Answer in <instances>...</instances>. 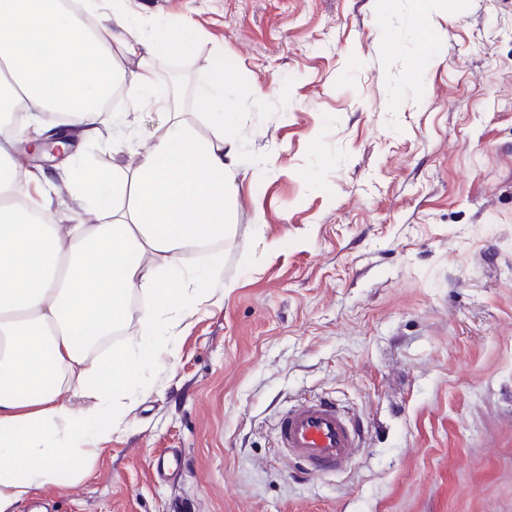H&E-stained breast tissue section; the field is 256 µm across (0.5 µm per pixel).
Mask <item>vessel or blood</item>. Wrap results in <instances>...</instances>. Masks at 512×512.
I'll use <instances>...</instances> for the list:
<instances>
[{
    "mask_svg": "<svg viewBox=\"0 0 512 512\" xmlns=\"http://www.w3.org/2000/svg\"><path fill=\"white\" fill-rule=\"evenodd\" d=\"M278 448L300 460L310 474L342 469L363 448L365 430L359 419L330 399H305L284 409L275 424Z\"/></svg>",
    "mask_w": 512,
    "mask_h": 512,
    "instance_id": "1",
    "label": "vessel or blood"
}]
</instances>
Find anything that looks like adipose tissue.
Segmentation results:
<instances>
[{
  "label": "adipose tissue",
  "instance_id": "ef3b65f1",
  "mask_svg": "<svg viewBox=\"0 0 512 512\" xmlns=\"http://www.w3.org/2000/svg\"><path fill=\"white\" fill-rule=\"evenodd\" d=\"M0 0V84L14 82L27 109L19 134L38 140L40 117L87 140L111 129L102 101L120 88L164 122L146 151L103 173L73 164L66 179L80 213L96 224L55 223L45 198L56 186L13 164L0 143V186L20 181L21 202L0 205V512L33 490L78 479L131 406L129 385L163 345L159 327L182 317V304H202L206 290L186 275V250L222 240L236 219L237 146L224 128L237 119L223 89L202 99L214 137H200L182 116V92L152 98L150 59L188 49L187 26L139 25L126 0ZM139 55L135 70L117 52ZM151 305L138 316L131 351L95 360L101 337L124 329L133 293Z\"/></svg>",
  "mask_w": 512,
  "mask_h": 512
}]
</instances>
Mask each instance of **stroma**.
<instances>
[{
	"label": "stroma",
	"mask_w": 512,
	"mask_h": 512,
	"mask_svg": "<svg viewBox=\"0 0 512 512\" xmlns=\"http://www.w3.org/2000/svg\"><path fill=\"white\" fill-rule=\"evenodd\" d=\"M188 25L153 60L197 131L224 65L242 144L237 220L183 264L221 267L137 375L147 394L76 485L16 512H512V0H129ZM57 177L124 146L14 148ZM364 421L341 471L302 476L280 411ZM179 468L158 478L165 449Z\"/></svg>",
	"instance_id": "35a3bbf8"
}]
</instances>
